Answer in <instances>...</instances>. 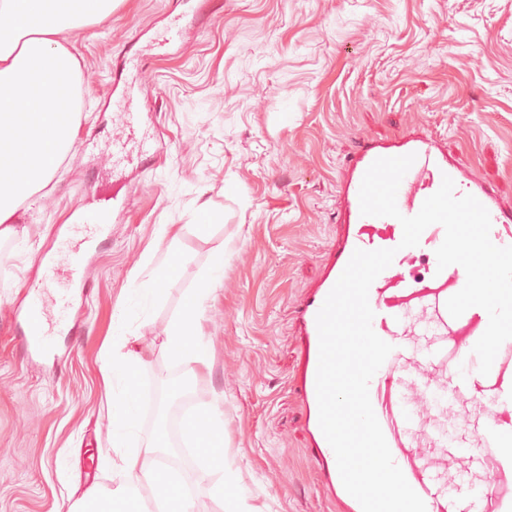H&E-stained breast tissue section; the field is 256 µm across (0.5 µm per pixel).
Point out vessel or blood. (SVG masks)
<instances>
[{
	"mask_svg": "<svg viewBox=\"0 0 512 512\" xmlns=\"http://www.w3.org/2000/svg\"><path fill=\"white\" fill-rule=\"evenodd\" d=\"M411 153L416 160L397 192L401 216L416 215L447 176L455 183L456 196L473 195L486 207L492 242L512 246V210L492 187L449 159L439 138L417 131L392 143L371 142L354 154L339 179L336 243L317 287L297 311L302 358L297 387L310 460L340 512H361L342 484L334 451L319 425L316 317L355 250L392 249L396 255L391 266L369 289L372 328L392 347L369 383V395L393 460L426 512H512V339L501 345L488 374L463 376L461 366L478 361L473 348L489 317L479 307L457 318L449 314L446 302L464 287L466 273L456 264L439 268L435 251L444 240L443 227L430 225L417 246L404 248L399 218L360 211L359 190L368 167L379 158ZM105 219V211H97L74 231L81 241L90 240ZM81 241L66 239L63 248L70 276L84 289L88 283L82 276ZM21 320L26 342L33 347L46 345L54 328L64 325L60 319L48 321L40 299L22 310Z\"/></svg>",
	"mask_w": 512,
	"mask_h": 512,
	"instance_id": "vessel-or-blood-1",
	"label": "vessel or blood"
}]
</instances>
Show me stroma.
I'll return each instance as SVG.
<instances>
[{
  "mask_svg": "<svg viewBox=\"0 0 512 512\" xmlns=\"http://www.w3.org/2000/svg\"><path fill=\"white\" fill-rule=\"evenodd\" d=\"M175 23L182 41L165 42ZM65 44L80 63L78 134L20 205L24 236L0 240V512H74L87 488H110L103 338L136 271L175 254L161 301L120 318L145 353L138 385L159 397L138 410L142 441L184 447L186 422L222 392L240 512H337L292 376L296 308L336 240L338 173L370 140L427 129L512 207V0H122ZM130 84L152 120L144 152L112 110ZM118 133L133 149L116 168ZM95 190L116 211L86 254L91 292L51 353L28 352L14 314ZM163 224L182 226L176 249L158 242ZM218 246L223 278L204 305L212 377L182 384L166 331Z\"/></svg>",
  "mask_w": 512,
  "mask_h": 512,
  "instance_id": "obj_1",
  "label": "stroma"
}]
</instances>
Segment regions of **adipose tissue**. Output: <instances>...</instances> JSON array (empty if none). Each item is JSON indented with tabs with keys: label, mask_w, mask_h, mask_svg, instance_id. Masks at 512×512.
<instances>
[{
	"label": "adipose tissue",
	"mask_w": 512,
	"mask_h": 512,
	"mask_svg": "<svg viewBox=\"0 0 512 512\" xmlns=\"http://www.w3.org/2000/svg\"><path fill=\"white\" fill-rule=\"evenodd\" d=\"M116 0H0V239L19 233L15 215L20 201L43 184L70 150L78 130L72 89L79 62L62 35L99 22L112 13ZM173 266L153 269L139 288L122 295L119 310H144L161 298ZM224 271V250L216 248L209 271L196 288L190 306L168 328L166 351L173 362L191 367L193 380L211 375L213 363L203 343L200 305L209 298ZM145 357L120 324H113L100 357L106 398L112 407V450L101 467L113 482L105 494L88 488L77 512H188L182 474L160 468L158 442H139L137 380ZM185 436L198 449L207 493L224 500L225 512H236L224 487V466L213 448L224 444V424L214 413L191 419ZM150 496H143V488Z\"/></svg>",
	"instance_id": "1"
}]
</instances>
